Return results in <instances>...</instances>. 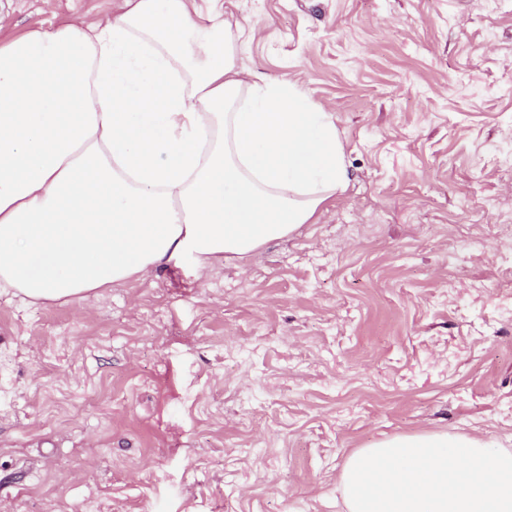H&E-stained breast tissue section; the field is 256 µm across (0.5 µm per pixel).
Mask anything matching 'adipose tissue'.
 <instances>
[{
	"mask_svg": "<svg viewBox=\"0 0 512 512\" xmlns=\"http://www.w3.org/2000/svg\"><path fill=\"white\" fill-rule=\"evenodd\" d=\"M193 0L0 40V288L75 300L291 235L343 191L329 115Z\"/></svg>",
	"mask_w": 512,
	"mask_h": 512,
	"instance_id": "ef3b65f1",
	"label": "adipose tissue"
}]
</instances>
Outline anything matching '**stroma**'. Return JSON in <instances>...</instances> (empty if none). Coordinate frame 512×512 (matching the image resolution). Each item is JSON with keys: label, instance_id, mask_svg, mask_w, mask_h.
Returning a JSON list of instances; mask_svg holds the SVG:
<instances>
[{"label": "stroma", "instance_id": "stroma-1", "mask_svg": "<svg viewBox=\"0 0 512 512\" xmlns=\"http://www.w3.org/2000/svg\"><path fill=\"white\" fill-rule=\"evenodd\" d=\"M122 0H0V39ZM331 112L316 223L69 302L0 289V512H344L386 438L512 448V0H196Z\"/></svg>", "mask_w": 512, "mask_h": 512}]
</instances>
